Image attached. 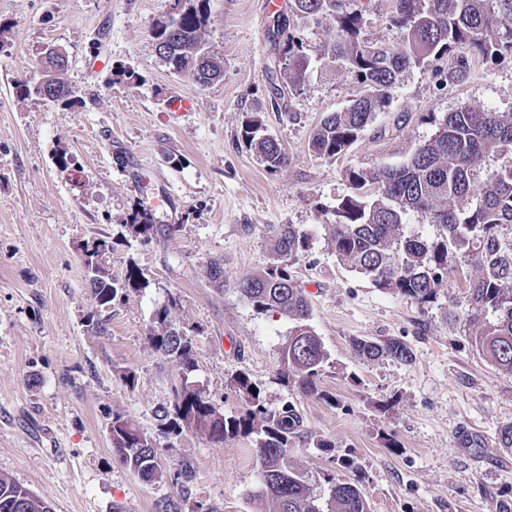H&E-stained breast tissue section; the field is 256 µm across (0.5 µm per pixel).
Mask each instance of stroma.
Returning <instances> with one entry per match:
<instances>
[{
  "label": "stroma",
  "mask_w": 512,
  "mask_h": 512,
  "mask_svg": "<svg viewBox=\"0 0 512 512\" xmlns=\"http://www.w3.org/2000/svg\"><path fill=\"white\" fill-rule=\"evenodd\" d=\"M267 2L209 0L206 41L223 56L224 76L200 88L155 52L151 29L171 0H0V473L52 512H160L168 501L179 512L198 504L256 512L254 438L171 441L158 430L155 412L170 404L180 377L149 336L173 296L171 318L193 346L191 384L236 413L243 403L231 380L245 370L270 409L293 403L304 428L288 458L316 491L329 476L344 478L336 459L347 455L371 512H496L512 498V473L480 451L460 453L456 435L467 427L496 443L512 424V376L479 355L465 319L443 317L449 302L466 307L464 276L450 274L428 305L385 294L337 261L326 226L349 191L348 169L405 162L461 104L512 113V61L460 70L452 58L425 59L400 75L388 110L353 145L324 158L309 151L310 134L359 87L316 61L301 91L274 105ZM357 3L364 36L401 48L393 0ZM50 46L68 54L72 102L17 98L15 84L38 76ZM178 94L192 97V113L169 109ZM252 116L288 155L277 173L241 141ZM64 153L77 169L59 167ZM162 195L171 202L143 239L130 215ZM284 224L312 236L290 273L310 292L311 324L334 363L322 385L336 408L283 380L287 320L256 313L238 291L242 277L266 265ZM102 236L113 243V279L134 265L150 281L106 306L80 259L81 247ZM214 261L224 269L219 282L208 275ZM97 320L105 333L92 329ZM357 337L402 339L415 359L359 361L350 347ZM128 370L135 385L123 378ZM388 399L392 409L380 411ZM116 412L153 437L163 479L144 483L113 458L107 424ZM185 462L193 473L182 489L173 475Z\"/></svg>",
  "instance_id": "stroma-1"
}]
</instances>
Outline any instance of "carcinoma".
Segmentation results:
<instances>
[{"instance_id": "cac0c4a2", "label": "carcinoma", "mask_w": 512, "mask_h": 512, "mask_svg": "<svg viewBox=\"0 0 512 512\" xmlns=\"http://www.w3.org/2000/svg\"><path fill=\"white\" fill-rule=\"evenodd\" d=\"M184 3L178 37L167 17L152 29L156 41L173 43L168 66L183 74L207 49L205 0ZM352 0H289L288 12L278 16L270 31L277 57L268 66V78L285 98L298 91L312 60L346 69L364 93L350 100L342 112L327 114L313 130L309 150L320 157L342 154L389 107V90L406 68L425 59L459 52L458 66L468 57L483 61L512 59V0H393V21L400 30L402 48L377 46L361 37L362 13ZM303 14L315 23L336 29L333 39L310 49L290 30V16ZM242 138L270 173L282 169L288 156L276 138L263 134L257 117L242 126ZM495 152L508 162L491 169L485 154ZM349 192L337 200L333 223L326 225L336 258L382 292L421 305L437 300L448 275L461 265L473 267L468 288L466 318L469 335L492 368L512 376V243L500 230L512 228V113L493 112L465 104L448 113L434 135L404 163L396 166L351 168L346 174ZM417 215L438 228L434 238L408 231L409 217ZM154 216L137 209L131 227L150 237ZM310 247L308 233L292 224L275 234L271 258L261 271L243 278L242 298L259 314H278L288 321V336L280 351L281 377L307 395L338 406L336 395L321 382L333 362L311 325L306 292L288 268ZM94 299L102 306L118 295L150 286L135 267L121 281L108 271L89 278ZM176 298L168 299L154 317L152 348L179 371L182 384L170 405L157 411L158 431L167 439L196 433L222 444L237 437L255 436L259 484L254 500L258 512H371L362 480L338 479L328 493H314L304 473L288 463V451L302 432L303 417L288 403L272 411L262 392L241 372L233 387L243 410L226 415L203 393L188 385L194 367L193 347L170 319ZM351 350L360 361L393 360L410 364L413 349L403 341L356 338ZM112 455L143 482L163 477L153 439L125 416L112 414ZM45 499L0 473V512H44Z\"/></svg>"}]
</instances>
